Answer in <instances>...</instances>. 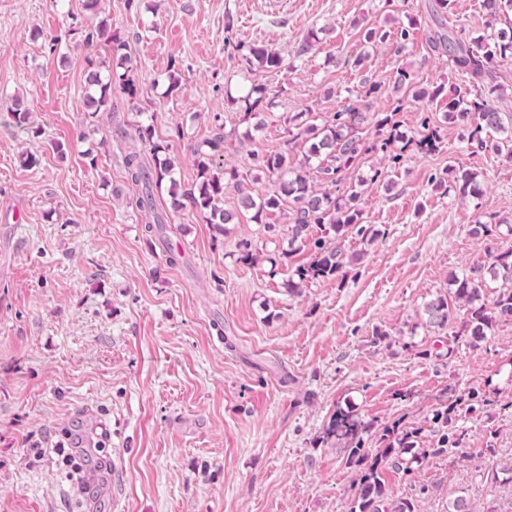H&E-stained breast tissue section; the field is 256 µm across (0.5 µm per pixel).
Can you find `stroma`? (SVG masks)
Masks as SVG:
<instances>
[{
  "label": "stroma",
  "mask_w": 512,
  "mask_h": 512,
  "mask_svg": "<svg viewBox=\"0 0 512 512\" xmlns=\"http://www.w3.org/2000/svg\"><path fill=\"white\" fill-rule=\"evenodd\" d=\"M428 2L99 0L138 95L115 94L92 118L85 72L111 67L112 56L84 42L85 0H0V512H346L357 474L344 441L324 435L337 408L420 429L428 447L434 410L473 389L491 403L460 417L468 447L491 442L512 457V321L470 348L453 343L465 308L444 331L422 317L451 273L512 246L511 236L472 233L480 222L512 224V160L469 149L445 102L397 103L401 70L420 87L461 84L429 48ZM481 2L453 0L446 25L473 36L512 25L511 13L488 21ZM370 27H403L411 39L372 51ZM316 30L318 47L300 54ZM237 42L278 51L281 67L253 68ZM173 63L181 88L169 96ZM366 79L382 85L369 111H395L410 141L399 162L370 152L343 173L341 193L360 191L363 221L380 235L369 244L312 226L350 261L289 294L312 254H288V207L269 216L273 234L239 210V189L275 190L248 151L302 160L308 145L290 138L289 117H329ZM252 81L272 101L259 130L240 100ZM18 97L31 114L23 131L10 119ZM427 122L442 129L432 154L412 144ZM218 123L224 164L237 173L224 190L231 224L219 233L188 211L145 234L123 167L131 133L142 124L169 143L188 185ZM451 164L482 172L478 199L438 188ZM246 243L259 262L243 260ZM376 329L387 340L373 343ZM62 446L91 472L89 487L73 481ZM491 465L430 457L415 478L387 473L388 494L416 497L419 512H448L462 493L481 510L512 512V485L476 475Z\"/></svg>",
  "instance_id": "stroma-1"
}]
</instances>
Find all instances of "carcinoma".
<instances>
[{
	"label": "carcinoma",
	"instance_id": "1",
	"mask_svg": "<svg viewBox=\"0 0 512 512\" xmlns=\"http://www.w3.org/2000/svg\"><path fill=\"white\" fill-rule=\"evenodd\" d=\"M450 0H434L430 6L433 22L428 36L432 52L448 57L452 68L463 82L473 88L486 90V94L472 97L469 93L456 89L448 96V112L445 118L462 123L468 129L467 144L472 148L492 147L498 151L507 148V158L512 159V117L510 126H505L503 113L490 103V97L496 87L491 85L492 68L497 58L512 55V27L500 29L477 37L465 33V29H453L444 25L443 18L448 12ZM487 15L495 18L512 13V0H483ZM87 44H103L111 54L124 57L125 43L114 38L107 18L98 17L86 34ZM248 54L262 70H274L281 66L282 57L271 49L248 48ZM89 94L86 107L96 115L110 108L112 95L119 91L129 98L137 94L133 75L128 72L104 79L99 69L93 67L86 75ZM396 89L403 91L398 106L385 117L377 121L375 128L380 139L366 144L361 137L362 126L371 117L354 104L333 113L331 118L320 124L312 119V113L299 112L289 119L290 133L293 138H305L310 141L308 154L298 163L288 160V154H260L250 152L257 170L269 176L277 177L279 192L270 196L255 197L250 192L238 189V206L244 211L253 212L252 219L262 223L263 213L280 206L281 199L292 203L288 225V254L303 247L313 252L312 260L297 266L293 271L290 288L299 290L308 284L338 273L343 265V253L340 247H332L323 238H310V227L314 224L329 225L336 235L342 236L350 230L357 232L362 240L371 243L377 237V231L363 225L362 211L357 205L360 193L353 191L348 195H338L332 188L341 182V172L361 154L368 152L386 153L401 139L394 121L401 103H433L444 93V86L417 89L409 75L403 71L396 78ZM256 118L260 111L268 107L266 88L253 83L241 96ZM506 134L502 141H496L493 135ZM442 135L437 125L427 126L425 134L417 147L422 152H436L441 148ZM207 149L197 150L198 181L189 186H181L175 178L177 161L170 154L167 143L154 142L149 154L131 151L124 156V167L128 181L138 189L134 204L145 218V232L152 233L155 226L167 224L179 216L186 207L191 206L203 221L217 228L227 224L232 216L224 212V188L226 179H234L235 174L224 168V134L204 142ZM169 183L170 207L163 210L157 207L155 192ZM451 184L458 190L461 198H474L481 192L479 175L460 169L452 164L443 172L437 185ZM451 289L448 295L439 296L424 305L425 325L436 330L448 329V323L459 307L467 309L468 320L465 324L467 338L464 345L475 348L485 341L494 328L501 322L512 320V247L492 255V261L474 264L449 279ZM492 294L491 300H484L486 294ZM464 400L455 399L441 404L434 411L432 422L436 425L437 439L431 448L420 447V430L406 428L400 422H393L382 428L377 439L378 446L366 447L373 437L371 425L359 420L352 410L338 409L330 417L325 428L326 437L346 440L347 456L345 464L360 473L359 487L348 512H418L417 500L413 497L391 499L387 495L385 473L391 471L405 478H413L426 458L430 456L464 455L466 441L457 421ZM465 409L471 411L473 406ZM476 475L490 477L494 482H512V462L495 466L484 471L479 469Z\"/></svg>",
	"mask_w": 512,
	"mask_h": 512
}]
</instances>
